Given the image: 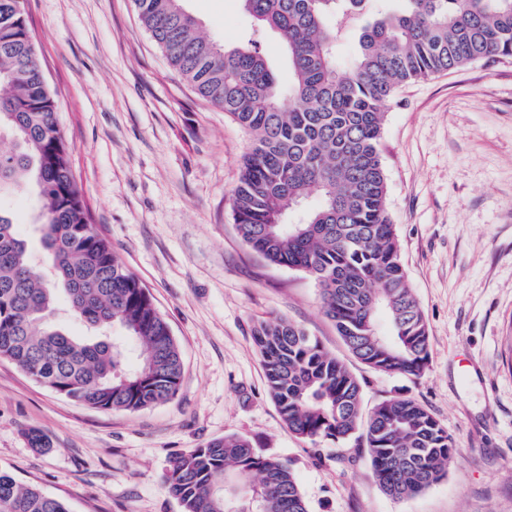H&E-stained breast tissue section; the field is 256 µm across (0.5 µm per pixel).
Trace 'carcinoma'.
<instances>
[{"label":"carcinoma","mask_w":512,"mask_h":512,"mask_svg":"<svg viewBox=\"0 0 512 512\" xmlns=\"http://www.w3.org/2000/svg\"><path fill=\"white\" fill-rule=\"evenodd\" d=\"M24 0H0V195L29 189L42 202L52 276L33 263L14 217L0 210V360L45 388L105 411L173 398L182 353L149 293L112 253L74 181L57 105L30 34ZM256 30L226 49L197 33L182 0H134L171 63L203 98L252 135L232 212L242 240L321 290L350 355L386 374L419 376L429 328L410 288L380 146L386 103L402 86L480 59L512 57V0H240ZM358 49L339 58L345 34ZM283 44L281 85L258 48ZM298 210L301 219L288 221ZM96 329L72 336L59 302ZM283 422L314 445L364 441L389 495L414 496L442 479L455 442L410 398L363 413V390L343 359L285 319L253 332ZM169 493L182 512H309L288 460L241 436L176 457ZM0 512H68L65 503L0 469Z\"/></svg>","instance_id":"obj_1"}]
</instances>
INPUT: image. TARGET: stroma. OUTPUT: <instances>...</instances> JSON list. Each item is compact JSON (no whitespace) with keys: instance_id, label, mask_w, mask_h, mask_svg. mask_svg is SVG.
Returning <instances> with one entry per match:
<instances>
[{"instance_id":"stroma-1","label":"stroma","mask_w":512,"mask_h":512,"mask_svg":"<svg viewBox=\"0 0 512 512\" xmlns=\"http://www.w3.org/2000/svg\"><path fill=\"white\" fill-rule=\"evenodd\" d=\"M184 6L217 45L253 29L240 0ZM25 9L77 186L168 322L184 372L171 401L103 411L0 361V469L69 512H181L172 460L236 435L290 461L310 512H512V59L409 84L385 107L387 205L431 346L422 376L387 375L349 358L311 277L240 239L231 197L251 138L173 68L133 0ZM40 208L28 192L0 195L45 266ZM275 317L346 359L364 408L398 394L423 406L459 448L447 474L395 498L363 443L315 448L291 433L253 338ZM34 430L47 447L32 444Z\"/></svg>"}]
</instances>
